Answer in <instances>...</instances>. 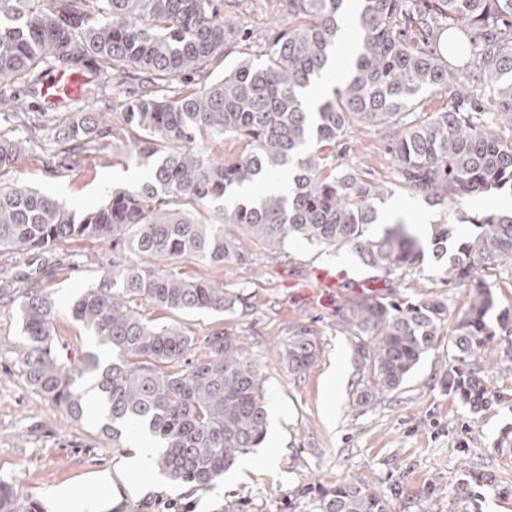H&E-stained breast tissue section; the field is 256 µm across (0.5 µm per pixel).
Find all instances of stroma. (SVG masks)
<instances>
[{
    "mask_svg": "<svg viewBox=\"0 0 512 512\" xmlns=\"http://www.w3.org/2000/svg\"><path fill=\"white\" fill-rule=\"evenodd\" d=\"M275 13V0H224L225 20L242 31L241 49L256 57L266 51L265 34ZM357 139L358 162L373 178L391 179L382 135L363 130ZM144 175L125 147L99 160H81L40 141L29 145L5 178L49 193L79 213L102 204L113 190L138 185ZM327 258L319 247L293 240L283 258L262 255L252 266L210 268L182 261L184 271L247 294L246 308L234 315L170 312L139 301L144 320L194 336L188 358L206 359L204 339L228 331L265 366L269 438L248 451L251 471L221 479L206 491L155 470L142 479L135 470L120 469L122 460L149 443V435L129 430L112 441L102 434L99 416L75 420L37 392L17 364L23 342L18 307L0 303V481L14 488L13 512H46L44 500L61 489L93 491L102 512H132L137 506L142 512H218L227 501L245 504L248 512H318L319 486L360 474L369 477L389 512H512V374L497 367L512 351V329L498 331L482 354L492 394L487 409L473 410L442 387L440 377L452 362L443 330L397 392L367 411L355 410L353 344L336 323L348 291L341 288L320 300L301 289L312 268ZM111 259V250L99 243L63 242L55 266L42 273L57 303L55 343L61 354L76 359L101 354L70 306L109 269ZM405 293L445 295L454 315L466 291L444 284L428 264L406 282ZM299 326L314 330L320 355L307 372L292 375L273 360L272 347ZM269 451L278 460L274 472L263 465ZM104 471L109 480L98 482Z\"/></svg>",
    "mask_w": 512,
    "mask_h": 512,
    "instance_id": "stroma-1",
    "label": "stroma"
}]
</instances>
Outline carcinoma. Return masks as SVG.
<instances>
[{"mask_svg":"<svg viewBox=\"0 0 512 512\" xmlns=\"http://www.w3.org/2000/svg\"><path fill=\"white\" fill-rule=\"evenodd\" d=\"M281 22L266 34L264 58L224 66L239 40L224 21V0H0V99L40 94L49 71H91L84 95L110 92L128 79L123 135L145 182L115 192L80 214L20 183L0 182V254L30 257L21 295L0 273V301L18 303L23 349L18 367L44 397L76 420L84 417L81 379L93 374L105 416L102 433L117 441L125 427L148 429L161 444L153 465L170 479L209 489L266 435L264 367L226 332L208 338V358L181 368L194 339L173 325H151L139 299L174 312L234 313L245 299L170 262L222 266L253 261V246L279 257L290 239L404 280L425 251L410 225L373 229L379 204L401 189L445 210L512 184V0H279ZM356 32L343 77L317 103L308 93L336 64L345 21ZM195 87L165 94L179 78ZM448 106L428 109L431 96ZM22 130L0 131V173L13 169L29 143L105 157L112 130L95 112L64 118L17 112ZM356 127L389 132L393 178L371 180L336 163V146ZM235 137L234 159L216 161L205 142ZM342 146V145H340ZM344 151H350L342 146ZM288 187L243 203L240 190L274 173ZM463 219L432 225L431 256L444 282L468 291L448 341L453 363L441 384L481 406L488 388L479 358L496 335L494 273L512 275V215L487 212L480 231ZM112 244V268L73 302V319L112 353L74 363L54 343L57 304L38 273L61 242ZM153 259L154 266L144 265ZM448 323V298L350 294L336 324L352 337L359 378L352 406L365 410L399 390ZM288 373L317 360L314 330H293L279 351ZM319 512H388L363 477L323 489Z\"/></svg>","mask_w":512,"mask_h":512,"instance_id":"obj_1","label":"carcinoma"}]
</instances>
